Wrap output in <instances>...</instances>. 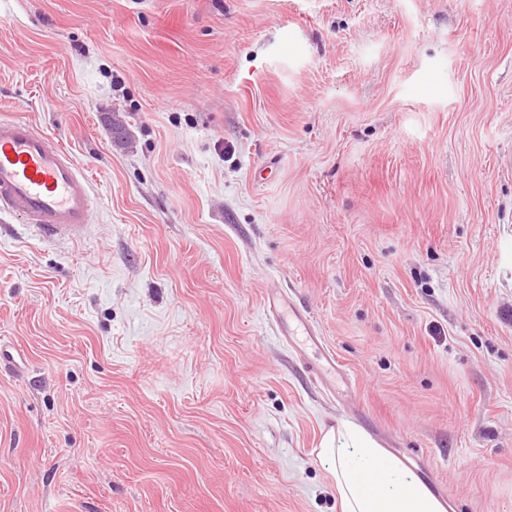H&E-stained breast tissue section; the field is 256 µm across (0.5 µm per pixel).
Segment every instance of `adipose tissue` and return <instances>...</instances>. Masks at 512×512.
Segmentation results:
<instances>
[{"label": "adipose tissue", "mask_w": 512, "mask_h": 512, "mask_svg": "<svg viewBox=\"0 0 512 512\" xmlns=\"http://www.w3.org/2000/svg\"><path fill=\"white\" fill-rule=\"evenodd\" d=\"M317 455L331 463L340 512H446L424 483L352 423L325 428Z\"/></svg>", "instance_id": "ef3b65f1"}]
</instances>
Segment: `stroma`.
<instances>
[{
    "mask_svg": "<svg viewBox=\"0 0 512 512\" xmlns=\"http://www.w3.org/2000/svg\"><path fill=\"white\" fill-rule=\"evenodd\" d=\"M17 117L99 204L0 216V512H338L339 420L512 512V0H11ZM290 313L293 314L294 321L299 324L302 335L309 338L310 346H314L323 351V362L315 367L308 365V368L329 391H335L336 375L341 377V374L336 367L334 356L320 346L313 324L306 314L299 310H294L293 307L288 304V315H290Z\"/></svg>",
    "mask_w": 512,
    "mask_h": 512,
    "instance_id": "stroma-1",
    "label": "stroma"
}]
</instances>
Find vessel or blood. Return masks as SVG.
<instances>
[{"instance_id":"1","label":"vessel or blood","mask_w":512,"mask_h":512,"mask_svg":"<svg viewBox=\"0 0 512 512\" xmlns=\"http://www.w3.org/2000/svg\"><path fill=\"white\" fill-rule=\"evenodd\" d=\"M94 207L86 171L59 140L27 120L0 119V214L46 237H77Z\"/></svg>"}]
</instances>
